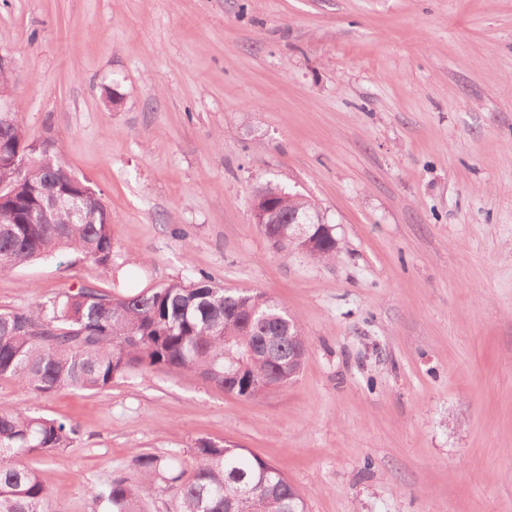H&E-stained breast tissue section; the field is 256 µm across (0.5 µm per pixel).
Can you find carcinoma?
<instances>
[{
	"instance_id": "obj_1",
	"label": "carcinoma",
	"mask_w": 512,
	"mask_h": 512,
	"mask_svg": "<svg viewBox=\"0 0 512 512\" xmlns=\"http://www.w3.org/2000/svg\"><path fill=\"white\" fill-rule=\"evenodd\" d=\"M19 116L0 122V275L48 257L79 256L123 287L129 270L113 261L110 216L100 193L32 153ZM279 205L280 224L259 225L281 251L284 222L311 214V200L278 185L262 188ZM321 243L307 253L325 261L336 236L319 224ZM300 322L261 291H229L204 273L189 282L139 293L106 294L83 284L52 300L0 311V377H13L37 394L59 389L101 391L137 371L177 369L226 392L252 398L287 385L307 352ZM78 429L26 409L0 408V512H49L50 489L24 456L51 458L73 443ZM195 466L182 480L178 456L134 452L133 482L112 478L94 493L104 512H144L163 481L177 485L178 512H305L294 485L275 466L234 444L201 439Z\"/></svg>"
}]
</instances>
